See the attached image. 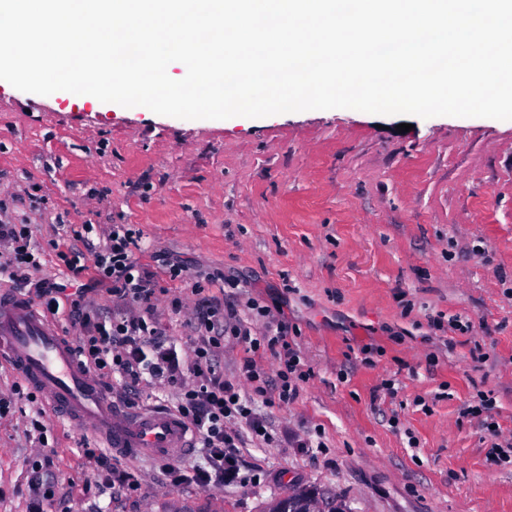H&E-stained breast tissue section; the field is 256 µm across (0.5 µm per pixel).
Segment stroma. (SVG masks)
Returning <instances> with one entry per match:
<instances>
[{"label": "stroma", "instance_id": "obj_1", "mask_svg": "<svg viewBox=\"0 0 512 512\" xmlns=\"http://www.w3.org/2000/svg\"><path fill=\"white\" fill-rule=\"evenodd\" d=\"M21 223L46 246L22 293L47 278L75 290L47 246L61 225H93L99 244L127 224L163 336L191 348L199 304L234 310L255 336L280 321L311 376L293 402L262 407L275 439L245 440L246 482L211 489L172 485L143 459L130 464L138 493H98L84 432L49 411L41 436L13 409L0 416V512H28L39 457L75 512H266L293 485L350 512H512V464L488 454L512 442V120H183L0 80V224ZM250 355L226 339L225 378ZM251 356L276 376L273 351ZM481 394L492 409L463 415ZM314 433L322 447H302Z\"/></svg>", "mask_w": 512, "mask_h": 512}]
</instances>
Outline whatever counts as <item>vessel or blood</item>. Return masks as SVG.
Segmentation results:
<instances>
[{"mask_svg": "<svg viewBox=\"0 0 512 512\" xmlns=\"http://www.w3.org/2000/svg\"><path fill=\"white\" fill-rule=\"evenodd\" d=\"M0 359L43 393L60 417L120 457L172 460L192 449L193 432L185 419L116 405L98 376L80 364L72 340L26 298L2 290Z\"/></svg>", "mask_w": 512, "mask_h": 512, "instance_id": "obj_1", "label": "vessel or blood"}]
</instances>
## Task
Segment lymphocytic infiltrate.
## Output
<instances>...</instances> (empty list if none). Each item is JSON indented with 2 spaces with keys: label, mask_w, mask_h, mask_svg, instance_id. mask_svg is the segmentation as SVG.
<instances>
[{
  "label": "lymphocytic infiltrate",
  "mask_w": 512,
  "mask_h": 512,
  "mask_svg": "<svg viewBox=\"0 0 512 512\" xmlns=\"http://www.w3.org/2000/svg\"><path fill=\"white\" fill-rule=\"evenodd\" d=\"M0 240L10 245L0 261V278L24 284L30 272L40 266V247L31 225L0 224ZM141 242L135 230L123 224L113 225L94 265L98 281L108 285L117 300L137 306L138 314L102 321L91 314L82 297L69 298L67 317L83 331L75 342L76 350L84 365L100 378L108 382L120 380L127 404H138L140 386L144 383L174 391V409L190 424L204 450L206 463L189 471L171 463L163 464L171 484L191 483L209 489L240 483L244 476L239 447L244 433L266 443L272 439L265 416L256 410L257 404H289L297 396L299 382L308 379L310 373L289 345L286 327L255 337L216 306L197 307L193 349L190 355H182L176 344L163 338L149 319L157 290L136 257ZM228 336L248 344L253 351L263 347L277 351L276 388H268L262 369L249 358L239 368L238 381L225 379L214 358ZM82 452L95 461L106 488L139 490L136 476L104 449L86 445Z\"/></svg>",
  "instance_id": "lymphocytic-infiltrate-1"
}]
</instances>
